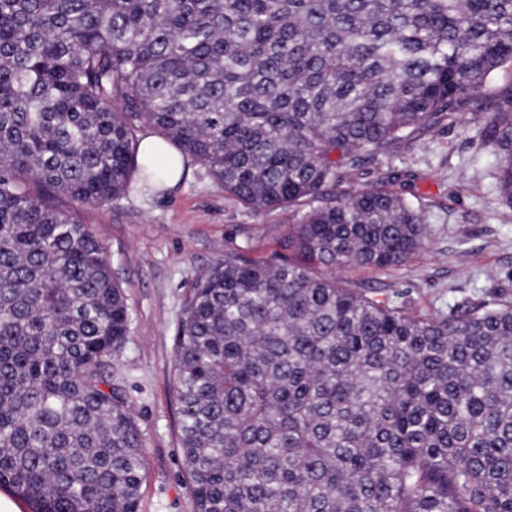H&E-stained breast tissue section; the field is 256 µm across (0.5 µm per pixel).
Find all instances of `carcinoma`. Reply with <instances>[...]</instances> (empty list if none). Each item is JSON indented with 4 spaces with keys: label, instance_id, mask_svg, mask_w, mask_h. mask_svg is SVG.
I'll return each mask as SVG.
<instances>
[{
    "label": "carcinoma",
    "instance_id": "carcinoma-1",
    "mask_svg": "<svg viewBox=\"0 0 512 512\" xmlns=\"http://www.w3.org/2000/svg\"><path fill=\"white\" fill-rule=\"evenodd\" d=\"M506 66L512 0H0V486L34 512H137L141 433L112 381L125 294L55 198L149 182L148 126L294 216L264 257L224 250L184 304L196 512H512V299L420 315L336 277L426 240L401 172L343 184L462 121ZM485 139L512 207V98Z\"/></svg>",
    "mask_w": 512,
    "mask_h": 512
}]
</instances>
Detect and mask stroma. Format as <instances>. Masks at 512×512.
<instances>
[{
  "label": "stroma",
  "instance_id": "obj_1",
  "mask_svg": "<svg viewBox=\"0 0 512 512\" xmlns=\"http://www.w3.org/2000/svg\"><path fill=\"white\" fill-rule=\"evenodd\" d=\"M509 93L512 69L495 72L464 121L419 134L362 169L360 185L376 183L389 170L406 172L412 192L430 203L427 239L402 266L347 270L351 284L407 292L412 310L423 314L493 293L512 298V207L500 199L497 159L481 137L498 99ZM57 204L74 210L104 242L125 291L128 333L112 378L142 437L138 512H196L173 392L174 336L183 305L198 274L225 249L256 257L274 250L288 232V213L240 204L198 163L165 197L129 191L105 207L76 208L64 197Z\"/></svg>",
  "mask_w": 512,
  "mask_h": 512
}]
</instances>
